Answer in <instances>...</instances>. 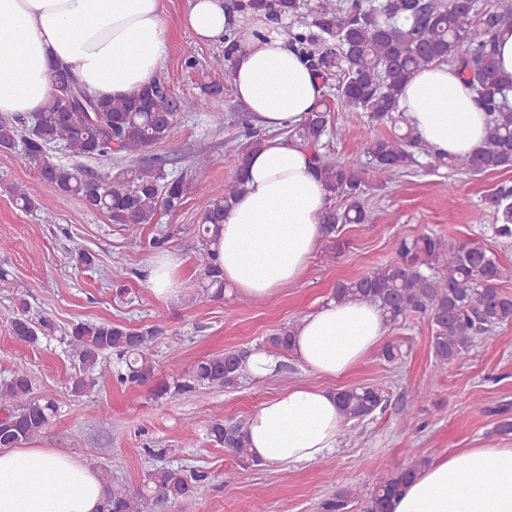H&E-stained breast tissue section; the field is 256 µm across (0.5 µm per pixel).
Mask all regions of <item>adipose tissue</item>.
Segmentation results:
<instances>
[{
	"label": "adipose tissue",
	"instance_id": "adipose-tissue-1",
	"mask_svg": "<svg viewBox=\"0 0 512 512\" xmlns=\"http://www.w3.org/2000/svg\"><path fill=\"white\" fill-rule=\"evenodd\" d=\"M224 0H189L186 26L200 41L223 37ZM166 51L161 0H0V115L39 111L59 61L98 97H123L150 83ZM236 99L266 130L296 125L324 88L283 36L243 33L228 65ZM398 109L436 152L469 155L482 145L487 116L461 73L447 64L417 72ZM306 146L276 137L251 154L245 191L225 212L215 244L224 280L265 299L295 283L323 233L327 191ZM182 261L161 253L147 286L177 291ZM387 325L366 301L328 302L299 323L291 354L314 373L337 377L382 342ZM344 420L334 392L295 386L249 417L250 453L261 463L298 465L333 455ZM100 474L50 448L0 450V512H99ZM391 512H512V447L462 448L430 461L393 501Z\"/></svg>",
	"mask_w": 512,
	"mask_h": 512
}]
</instances>
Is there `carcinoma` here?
Returning <instances> with one entry per match:
<instances>
[{
    "instance_id": "cac0c4a2",
    "label": "carcinoma",
    "mask_w": 512,
    "mask_h": 512,
    "mask_svg": "<svg viewBox=\"0 0 512 512\" xmlns=\"http://www.w3.org/2000/svg\"><path fill=\"white\" fill-rule=\"evenodd\" d=\"M306 9V15L300 10ZM230 14L259 20L264 27L287 35L288 45L305 60L328 88L325 98L287 138L301 140L314 152L317 174L323 180L328 200L340 199V207L327 205L321 218L323 239L336 249L340 224H368L371 212L364 202V187L379 174L390 178L405 173L426 159L433 171L456 166L459 159L435 152L423 143L405 118L397 113L403 87L415 72L436 63L458 67L474 95L478 108L486 112L488 125L483 144L472 153V172L512 169V73L502 70L496 60V44L512 37V0H494L488 22L480 21L481 5L464 7L455 0H381L379 5L363 0H233ZM303 18L297 25L283 21ZM240 28L230 23L224 31V62L239 46ZM75 76L58 65L51 91L40 110L23 116L0 115V151L13 150L14 140L22 144L28 160L36 165L42 179L58 197H76L88 211L106 214L114 224L134 237L144 224L156 223L160 211L180 210L187 188L184 178L168 177L160 157H142L145 149L168 137L177 113L168 111L171 90L165 80L155 78L141 91L119 99L92 97L88 112H75L76 96L88 93ZM224 93V83L211 77L201 85L196 100L181 101L178 109L206 110L211 99ZM355 107L377 121L399 125L392 137L376 138L362 144L369 165L359 167L324 150L321 140L331 133L329 100ZM237 137L244 143L237 154L233 175L224 188H197L200 224L197 235L207 248L215 240L224 212L245 190L243 170L250 154L268 141L262 129L253 126L244 112ZM61 147L78 158L133 157V163L117 169L102 165L86 170L77 165L55 164L48 150ZM19 207L43 212L53 222L55 214L48 199L22 192ZM495 220V233L512 237V183L501 182L486 198ZM394 259L368 273L337 284L332 299L338 303L365 300L376 305L386 323L395 324L410 316L428 318L431 348L435 360L449 364L469 353L473 340L494 328L512 323V292L501 286L504 268L494 252L471 241L449 240L420 234L398 238ZM202 291L212 298L224 295L223 272L213 263L206 266ZM0 319L19 341L34 344L52 331L46 319L28 316V305L0 312ZM297 323L281 326L269 337L270 344L288 351ZM157 327L131 330L112 322H77L67 334V344L82 366L71 378L73 392L82 394L96 385L103 369L102 356L114 354L121 360L118 380L140 384L153 377L155 360L152 344ZM247 349L227 351L197 361L184 376L156 387L158 397H175L206 387L233 391L243 387L252 375L247 367ZM348 422L362 420L385 407L386 397L377 386H359L337 393ZM56 414L55 401L33 393L26 371H14L0 381V448H19L41 435ZM242 421L212 422L210 437L239 460H251ZM427 460L415 458L396 463L388 476L371 490L367 512H389L390 502L399 496ZM207 473L186 474L181 469L156 468L136 490L125 485L106 484L107 499L102 512H151L156 501L173 505L179 512H192L206 496ZM362 498L357 487H348L323 502L324 512H347Z\"/></svg>"
}]
</instances>
